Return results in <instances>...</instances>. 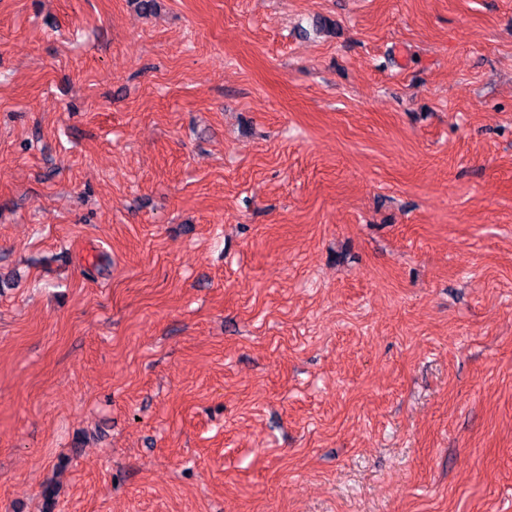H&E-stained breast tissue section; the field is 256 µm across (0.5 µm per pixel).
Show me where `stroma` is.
<instances>
[{
  "instance_id": "1",
  "label": "stroma",
  "mask_w": 512,
  "mask_h": 512,
  "mask_svg": "<svg viewBox=\"0 0 512 512\" xmlns=\"http://www.w3.org/2000/svg\"><path fill=\"white\" fill-rule=\"evenodd\" d=\"M137 2L0 0V512H512V0Z\"/></svg>"
}]
</instances>
